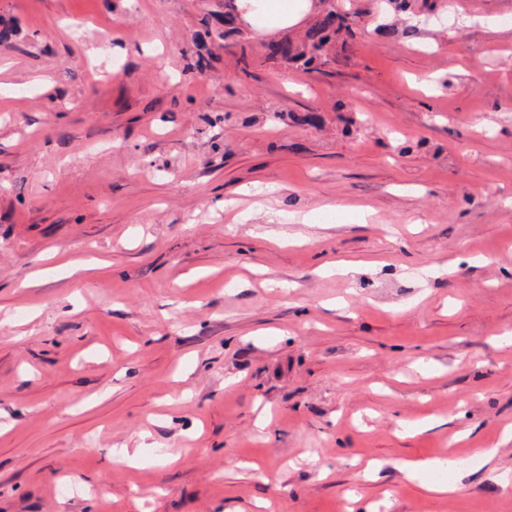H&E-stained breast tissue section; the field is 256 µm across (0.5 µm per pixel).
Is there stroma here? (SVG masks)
<instances>
[{
  "mask_svg": "<svg viewBox=\"0 0 512 512\" xmlns=\"http://www.w3.org/2000/svg\"><path fill=\"white\" fill-rule=\"evenodd\" d=\"M336 7L0 0V512H512V0ZM267 2L261 4L258 0H236L235 4L240 17L258 32L293 27L318 8L314 0H303L293 10L284 12L275 0ZM260 12L263 20L258 19ZM352 21L349 14L327 10L316 24L307 29L301 46L289 40L275 41L268 45L269 53L288 64L302 62L307 70L323 71L329 64L327 48L343 34H352ZM433 466L431 460H416L405 462L401 465V471L405 477L410 480H420L419 487L429 495H446L455 491L456 487L453 483H438L431 481H423L422 474Z\"/></svg>",
  "mask_w": 512,
  "mask_h": 512,
  "instance_id": "1",
  "label": "stroma"
}]
</instances>
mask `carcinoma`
Wrapping results in <instances>:
<instances>
[{
  "label": "carcinoma",
  "instance_id": "obj_1",
  "mask_svg": "<svg viewBox=\"0 0 512 512\" xmlns=\"http://www.w3.org/2000/svg\"><path fill=\"white\" fill-rule=\"evenodd\" d=\"M351 23L349 15L328 10L307 29L301 45L289 40L275 41L268 45L269 53L288 64L300 62L308 70L320 71L329 64L327 48L332 41L352 34Z\"/></svg>",
  "mask_w": 512,
  "mask_h": 512
}]
</instances>
